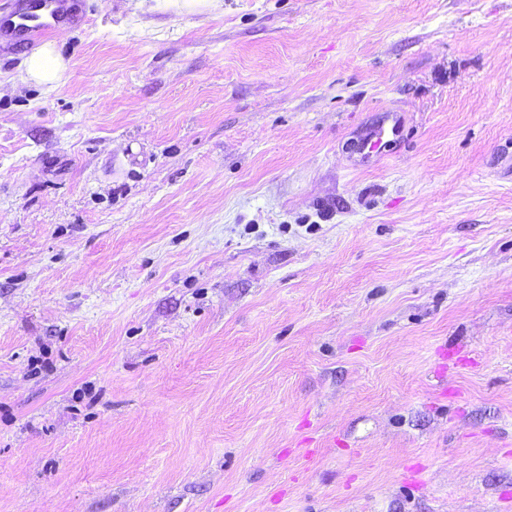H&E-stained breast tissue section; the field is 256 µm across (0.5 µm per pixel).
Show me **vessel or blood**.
<instances>
[{"mask_svg":"<svg viewBox=\"0 0 512 512\" xmlns=\"http://www.w3.org/2000/svg\"><path fill=\"white\" fill-rule=\"evenodd\" d=\"M85 13L78 0H21L18 8L0 15V39L24 42L46 38L62 24H83ZM401 120L396 113H387L365 141L376 149L386 132L397 131Z\"/></svg>","mask_w":512,"mask_h":512,"instance_id":"b4317fda","label":"vessel or blood"}]
</instances>
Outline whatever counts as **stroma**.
<instances>
[{
  "label": "stroma",
  "instance_id": "1",
  "mask_svg": "<svg viewBox=\"0 0 512 512\" xmlns=\"http://www.w3.org/2000/svg\"><path fill=\"white\" fill-rule=\"evenodd\" d=\"M84 3L0 50V512H512V0ZM67 68L54 42H48L31 53L24 61L22 79L42 86L46 92L54 90ZM401 125V120L395 112H387L382 121L375 127L364 142V147H369V150H374L382 142L386 131L396 133L398 127Z\"/></svg>",
  "mask_w": 512,
  "mask_h": 512
}]
</instances>
